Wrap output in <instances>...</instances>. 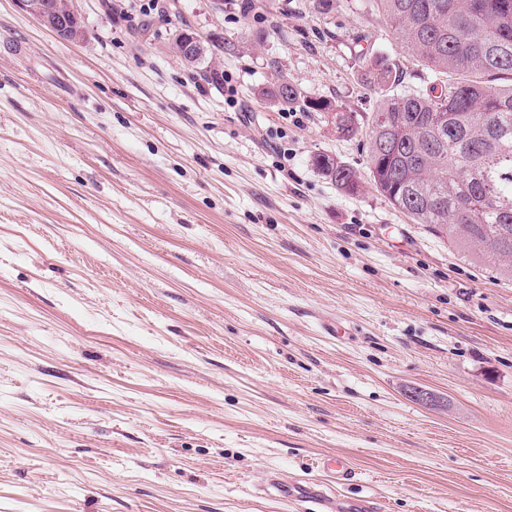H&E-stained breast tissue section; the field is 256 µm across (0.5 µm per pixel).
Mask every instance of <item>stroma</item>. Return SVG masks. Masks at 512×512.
Here are the masks:
<instances>
[{
  "instance_id": "35a3bbf8",
  "label": "stroma",
  "mask_w": 512,
  "mask_h": 512,
  "mask_svg": "<svg viewBox=\"0 0 512 512\" xmlns=\"http://www.w3.org/2000/svg\"><path fill=\"white\" fill-rule=\"evenodd\" d=\"M240 4L74 0L72 43L0 0V512H297L269 472L329 454L377 512H512V281L313 165L366 170L364 55L430 73L372 0ZM193 37L190 39V41L186 42L184 45L186 52L189 56L192 54H195L196 52L199 53V56H204V53L206 51L205 46V40L201 37H197L192 35ZM207 44V51H206V57L203 59L202 63L199 65V67L203 68L204 65L209 64L213 59L220 60L221 55L224 54V38L221 36H214L212 38L208 39ZM273 104L277 105H299L313 112H337L334 105L327 99L308 98L298 90L296 86L282 77L272 88L262 92ZM314 165L325 177L330 178L346 194L354 195L359 192L361 177L354 169L337 161L335 165V159L327 154L317 155Z\"/></svg>"
}]
</instances>
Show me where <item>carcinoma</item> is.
Wrapping results in <instances>:
<instances>
[{
    "label": "carcinoma",
    "mask_w": 512,
    "mask_h": 512,
    "mask_svg": "<svg viewBox=\"0 0 512 512\" xmlns=\"http://www.w3.org/2000/svg\"><path fill=\"white\" fill-rule=\"evenodd\" d=\"M394 44L436 83L406 90L404 70L382 55L364 57L379 89L377 112L392 120L393 153L368 146L374 189L415 224L475 264L490 263L512 281V0H373ZM224 38L208 39L209 64ZM277 105L333 112L283 77L262 92ZM315 167L349 195L359 192L354 169L319 154Z\"/></svg>",
    "instance_id": "obj_1"
}]
</instances>
